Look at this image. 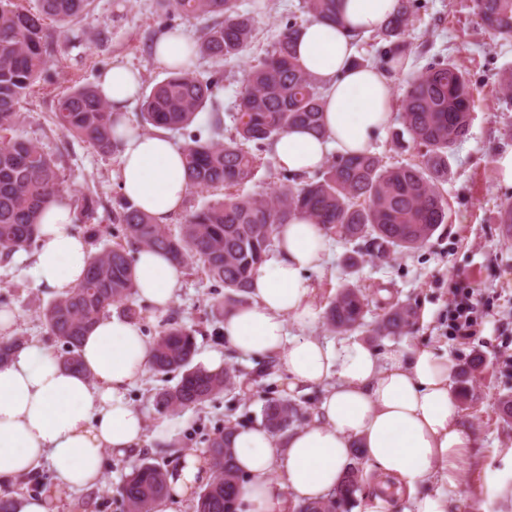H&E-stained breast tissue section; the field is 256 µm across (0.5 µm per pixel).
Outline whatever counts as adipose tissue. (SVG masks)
<instances>
[{
  "label": "adipose tissue",
  "mask_w": 512,
  "mask_h": 512,
  "mask_svg": "<svg viewBox=\"0 0 512 512\" xmlns=\"http://www.w3.org/2000/svg\"><path fill=\"white\" fill-rule=\"evenodd\" d=\"M397 0H342L343 25L311 19L300 29L296 52L323 88L324 133L295 129L277 138L281 166L299 175L324 164L329 151L371 150L392 117V83L372 66H352L357 39L377 32ZM153 59L173 70L192 69L196 47L182 30L157 35ZM100 96L125 112L140 90V74L120 63L99 79ZM116 180L122 195L164 225L189 193L184 149L165 132L122 139ZM77 212L67 196L54 198L41 217L33 255L37 285L67 293L83 280L89 245L74 229ZM328 254L319 225L291 216L270 257L255 274L246 305L224 318L222 333L238 354L275 361L289 387L322 388L314 419L276 435L234 429L230 446L246 477L239 512H292L300 500L318 499L336 486L361 449L379 481H393L406 496L404 512H449L440 490L416 493L433 475L452 480L471 444L449 384L450 363L427 347L378 352L361 341L336 344L315 336L322 309L308 278ZM135 294L165 315L177 300L183 270L168 255L138 249L132 264ZM81 371L61 366L54 353L26 345L0 364V485L47 464L54 482L21 512H48L51 503L97 483L106 451L136 453L146 443L144 415L127 398L151 369L152 344L141 325L103 316L80 346ZM210 465L188 453L169 472L168 496L156 512H175L209 476Z\"/></svg>",
  "instance_id": "1"
}]
</instances>
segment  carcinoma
I'll list each match as a JSON object with an SVG mask.
<instances>
[{
  "label": "carcinoma",
  "mask_w": 512,
  "mask_h": 512,
  "mask_svg": "<svg viewBox=\"0 0 512 512\" xmlns=\"http://www.w3.org/2000/svg\"><path fill=\"white\" fill-rule=\"evenodd\" d=\"M166 14L186 20L212 19L197 51L216 62L242 56L250 46L255 23L242 12L238 0H159ZM90 0H37L27 8L20 0H0V258L7 261L37 243L43 206L64 192L55 160L37 144L7 137L20 118L19 104L31 93L49 66L45 41L47 22L78 17ZM422 8L421 0H398L385 27L375 33L380 46L376 66L386 69L405 53V33ZM310 19L343 25L340 0H302ZM477 25L504 38L512 37V0H472ZM299 30L287 24L273 43L267 60L246 75L234 134L224 136L218 109L211 106L215 74L204 79L190 71L174 72L145 95L140 125L145 129L182 130L202 112L209 113L211 135L194 136L185 146L193 189L221 190L224 198L191 211L179 230L154 224L122 198L113 221L121 225L123 241L89 255L85 282L76 291L58 296L44 312L51 335L62 341L59 361L78 371L79 346L96 321L114 306L133 316L127 302L133 295L131 251L138 248L166 252L180 266L196 260L197 267L224 287V300L211 314L224 316L244 304L253 276L275 244L280 225L293 214H304L326 233L352 245L347 265L363 256L384 261L390 253L412 251L427 243L448 221V204L440 185L448 181V157L470 132L471 84L453 60L432 58L402 89L395 142L405 139L423 149L421 160L388 166L374 152L339 155L317 178L299 187L283 185L267 196H239L229 189L253 179L257 151L292 128L323 133V93L297 60L294 39ZM55 125L64 133L86 139L99 152L115 154V127L120 115L90 86L70 88L56 99ZM368 300L362 289L347 285L329 303L325 319L339 334L367 326ZM417 307L409 301L385 304L372 324L373 335L400 338L413 332ZM196 350L193 331L175 323L154 342L152 369L161 375L177 373L176 386L157 393L158 411H176L202 404L232 387L236 374L226 369L208 374L192 366ZM477 356L456 375L460 397L473 392ZM302 407L269 399L262 409L264 427L274 434L301 426ZM230 428L215 434L206 448L214 476L197 494L193 512H236L239 487L244 483L229 446ZM365 478L356 463L323 498L297 503L293 512H351L359 502ZM168 492L166 473L144 462L125 476L120 494L129 512H152L153 503Z\"/></svg>",
  "instance_id": "obj_1"
}]
</instances>
